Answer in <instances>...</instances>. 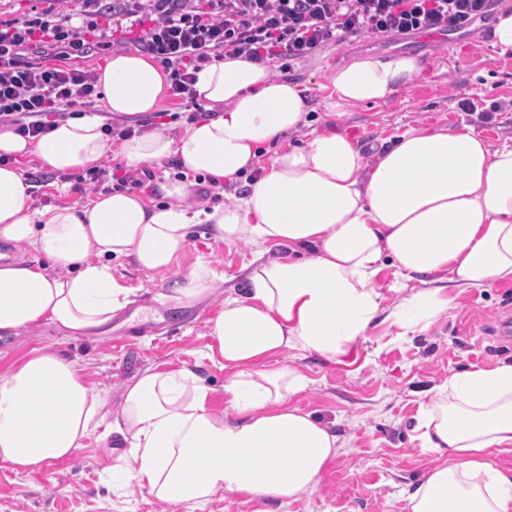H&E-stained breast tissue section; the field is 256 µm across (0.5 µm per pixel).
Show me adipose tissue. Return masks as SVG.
<instances>
[{"mask_svg": "<svg viewBox=\"0 0 512 512\" xmlns=\"http://www.w3.org/2000/svg\"><path fill=\"white\" fill-rule=\"evenodd\" d=\"M419 73L410 56L353 60L332 73L328 106L386 101ZM97 83L108 112L137 118L161 110L169 76L150 56L119 53ZM194 88L208 116L178 135L163 123L114 146L89 112L56 121L36 141L0 128V155L34 154L55 171L93 168L109 155L129 169L176 157L208 181L246 183L211 206H183L190 185L168 176L158 202L125 190L79 208L35 209L21 172L0 165V242L16 251L0 258V332L110 328L131 296L113 262L166 273L194 228L208 225L215 240L247 243L255 255L245 294L225 297L209 321L230 413L211 407L190 368L146 369L116 396L89 385L77 362L39 349L0 372V462L30 475L95 437L121 447L106 474L123 489L190 512L219 491L285 503L316 488L341 445L296 405L304 377L273 359L339 361L379 317L405 334L423 331L447 310L448 289L512 281V142L492 145L466 123L410 126L367 158L345 134L314 128L260 168L264 146L306 127L304 88L229 56L198 71ZM276 246L286 255L271 257ZM28 250L49 267L24 259ZM388 265L399 276L391 306L377 281ZM217 281L197 264L172 298L195 305ZM412 432L445 461L420 478L408 512H512V471L492 460L512 449V364L451 375L420 402Z\"/></svg>", "mask_w": 512, "mask_h": 512, "instance_id": "adipose-tissue-1", "label": "adipose tissue"}]
</instances>
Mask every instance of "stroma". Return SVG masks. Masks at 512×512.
<instances>
[{
    "label": "stroma",
    "instance_id": "35a3bbf8",
    "mask_svg": "<svg viewBox=\"0 0 512 512\" xmlns=\"http://www.w3.org/2000/svg\"><path fill=\"white\" fill-rule=\"evenodd\" d=\"M491 35L492 22L486 19L444 40L417 43L412 51L403 36H353L288 68L271 63L270 70L274 77L306 87L313 126L348 135L365 153L407 125L453 128L464 121L496 145L512 137V57H494ZM407 53L422 68L411 85L376 105L326 109V84L340 66L359 57ZM464 99L475 103V111L460 109ZM14 165L31 185L32 207H79L91 199L73 191L75 172L48 169L34 155ZM251 258L247 245L213 240L207 225H200L165 275L114 265L115 278L134 291L132 318L143 324L140 335L123 326L102 336L69 338L49 325L0 335V371L33 350L49 348L77 360L89 384L116 390L146 368L187 366L208 387L211 406L226 409L224 371L203 357L214 343L207 322L225 296L244 293L243 267ZM200 262L221 277L219 290L195 307L176 306L169 298L171 286ZM509 313L512 282L497 283L453 299L426 331L402 336L390 324L374 325L343 361L310 354L283 357V364L307 381L296 404L336 433L342 452L328 463L317 487L298 500L282 505L219 492L198 512H407L408 494L440 460L412 438L420 402L462 369L511 363L512 342L494 338L498 320ZM114 462V453L94 442L75 458L31 475L0 463V512H187L183 505L159 502L145 492L118 495L103 477Z\"/></svg>",
    "mask_w": 512,
    "mask_h": 512
}]
</instances>
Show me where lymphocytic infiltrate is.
<instances>
[{
    "label": "lymphocytic infiltrate",
    "mask_w": 512,
    "mask_h": 512,
    "mask_svg": "<svg viewBox=\"0 0 512 512\" xmlns=\"http://www.w3.org/2000/svg\"><path fill=\"white\" fill-rule=\"evenodd\" d=\"M67 2L18 26L0 24V126L26 137L96 95L91 72L69 63L94 48L71 21L110 8L103 0ZM495 7L496 0H123L112 30L153 55L170 73L173 96L192 103L197 71L224 56L299 62L360 34L460 32ZM49 56L55 64H46Z\"/></svg>",
    "instance_id": "lymphocytic-infiltrate-1"
}]
</instances>
